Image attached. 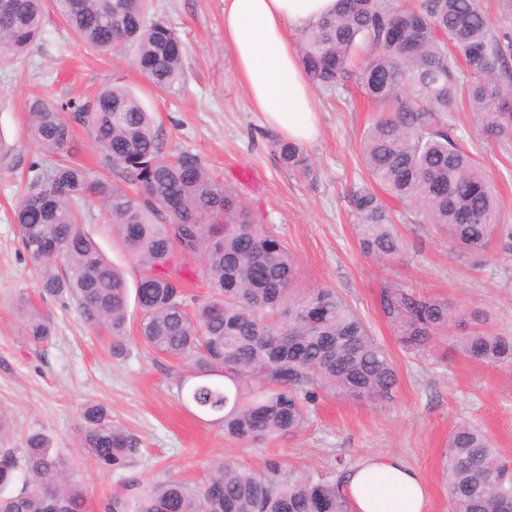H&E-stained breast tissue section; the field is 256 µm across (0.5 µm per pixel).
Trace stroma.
Returning <instances> with one entry per match:
<instances>
[{"instance_id":"obj_1","label":"stroma","mask_w":512,"mask_h":512,"mask_svg":"<svg viewBox=\"0 0 512 512\" xmlns=\"http://www.w3.org/2000/svg\"><path fill=\"white\" fill-rule=\"evenodd\" d=\"M151 14L186 46L184 74L164 94L135 68L131 53L91 54L52 10L22 55H0V137L10 148L0 161V448L23 447L34 432L46 435L83 483L86 512H102L119 477L100 470L78 446L81 411L98 403L139 437L131 473L144 479L171 476L193 487L215 462L231 459L257 471L274 460L286 471L340 480L361 457L395 455L427 482V512H451L445 445L455 424L478 426L512 462V363H475L440 350L425 359L408 357L381 317L377 295L384 282L393 281L447 298L457 312L454 332L512 336V141L486 140L467 104L451 114L498 192L501 227L485 256L460 255L397 204L393 220L404 251L394 261H374L359 246L349 202L351 188L368 181L360 143L376 112L356 80L316 91L320 133L304 146L313 166L292 173L275 151L277 133L252 110L236 78L224 43V0H151ZM112 83L130 87L153 112L168 151L199 155L256 223L274 225L296 260L299 288L336 289L365 318L396 365L399 383L390 399L367 404L326 397L303 431L233 442L214 415L179 398L183 367L140 342L137 307L129 309L130 354L119 360L109 333L86 322L76 301L41 294L39 274L18 241L14 206L29 185L32 164L46 167L65 154L91 166L95 149L87 126L76 119L65 152L38 146L28 135L27 104L34 97L62 106L84 102ZM242 168L254 171L253 184L239 181ZM84 213L87 232L128 284H135L140 268L106 224L99 203L88 201ZM22 295L53 326L49 341L29 342L17 310Z\"/></svg>"}]
</instances>
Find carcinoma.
<instances>
[{
    "label": "carcinoma",
    "mask_w": 512,
    "mask_h": 512,
    "mask_svg": "<svg viewBox=\"0 0 512 512\" xmlns=\"http://www.w3.org/2000/svg\"><path fill=\"white\" fill-rule=\"evenodd\" d=\"M148 0H52L89 51H134V65L158 92L180 79L185 45L147 17ZM0 51H25L42 30L45 0H0ZM301 64L314 87L334 90L355 74L380 112L364 131L361 157L369 183L350 192L362 251L391 261L403 251L382 196L403 204L416 222L447 237L455 251L488 252L501 222L491 180L464 146L449 114L466 100L483 136L512 138V69L479 0H338L336 11L300 34ZM101 167L125 186L65 160L32 165L29 190L14 209L20 244L47 296L69 295L88 322L112 337V355L129 350V299L141 312L139 337L188 368L178 395L217 416L224 437L253 442L291 435L310 422L323 396L376 403L397 386L395 364L370 327L333 288L295 293L296 262L265 224L191 152L167 151L152 114L120 85L78 106ZM28 132L48 150L72 133L50 103L29 104ZM289 170L306 172L301 145L278 140ZM94 197L106 223L142 274L130 291L124 273L84 229L81 203ZM200 259L209 296L189 294L174 255ZM63 272H55L58 265ZM26 335L49 340L51 324L20 298ZM378 303L396 344L414 357L440 345L471 361L512 360V336L471 331L448 339V300L400 284L380 288ZM79 447L102 470L120 473L140 454L139 439L107 409L82 412ZM452 512H512V464L485 434L459 423L448 436ZM84 486L65 455L40 433L23 448L0 449V512H85ZM104 512H351L340 482L322 473L285 472L276 462L255 471L225 460L191 488L174 479L125 478Z\"/></svg>",
    "instance_id": "cac0c4a2"
}]
</instances>
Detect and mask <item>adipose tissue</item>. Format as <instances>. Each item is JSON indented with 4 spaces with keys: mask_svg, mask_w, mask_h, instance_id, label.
<instances>
[{
    "mask_svg": "<svg viewBox=\"0 0 512 512\" xmlns=\"http://www.w3.org/2000/svg\"><path fill=\"white\" fill-rule=\"evenodd\" d=\"M337 0H224V42L236 77L255 111L281 139L305 143L319 134L313 87L294 33L336 9ZM355 512H426L423 477L399 457H366L353 464L342 486Z\"/></svg>",
    "mask_w": 512,
    "mask_h": 512,
    "instance_id": "obj_1",
    "label": "adipose tissue"
}]
</instances>
